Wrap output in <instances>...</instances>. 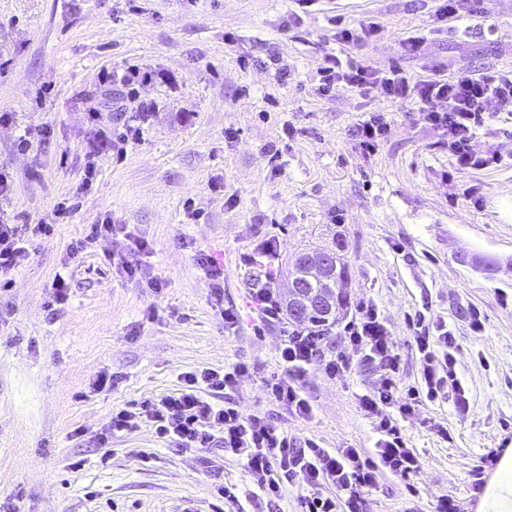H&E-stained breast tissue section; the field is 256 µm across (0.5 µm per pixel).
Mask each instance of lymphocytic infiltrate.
Masks as SVG:
<instances>
[{
	"instance_id": "f902f5d3",
	"label": "lymphocytic infiltrate",
	"mask_w": 512,
	"mask_h": 512,
	"mask_svg": "<svg viewBox=\"0 0 512 512\" xmlns=\"http://www.w3.org/2000/svg\"><path fill=\"white\" fill-rule=\"evenodd\" d=\"M319 73L318 92L324 96L338 85L364 97L378 87L392 101L415 104L426 123L447 135L448 152L460 167L484 169L499 161L497 155L476 152L472 141L490 104L512 108V70L452 79L411 78L396 67H373L366 58L345 62L329 54ZM20 231L13 216L0 207V278L12 274L25 250ZM411 330L423 360L420 391L399 386L400 354L372 306H360L345 327L351 349L359 352L362 363L378 371L376 387L359 397L360 411L372 420L379 435L372 451L329 450L311 440L297 448L277 422L218 402V395L249 375L248 365L241 361L224 371L206 368L180 373V386L172 393L113 411L97 442L107 444L112 435L146 423L179 451L215 446L231 451L244 461L254 484L269 499H282L291 487L305 488V495L298 498L299 512H366L365 495L375 488L379 473L407 480L418 472L420 459L407 444L403 424L422 400L438 399L448 384L439 373L441 361L454 359L455 338L447 325L429 326L419 318ZM324 339V330L316 328L285 332L279 348L282 374L267 381L265 391L292 417L305 419L313 411L298 381L314 362H322L333 378L352 369L350 357L324 359Z\"/></svg>"
}]
</instances>
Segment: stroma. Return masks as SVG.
<instances>
[{
	"mask_svg": "<svg viewBox=\"0 0 512 512\" xmlns=\"http://www.w3.org/2000/svg\"><path fill=\"white\" fill-rule=\"evenodd\" d=\"M436 8L317 0L298 15L293 0H0V113L13 115L0 124L7 209L17 223L49 228L28 241L0 290V512H295V494L260 496L231 452L176 451L146 424L104 448L88 439L113 409L176 389L179 373L238 361L250 374L224 401L273 412L264 385L281 372L284 330L258 323L248 292L266 279L241 257L278 242L282 296L290 257L336 238L351 270L347 313L377 309L398 346L401 384L421 382L408 320L422 313L453 331L469 404L459 411L451 391L419 406L406 437L420 469L408 480L381 476L368 512H434L444 498L456 512H478L512 452V112L491 107L473 141L499 164L461 170L415 105L378 89L367 101L344 86L317 92L331 52L415 78L512 69V0H482L459 22H437ZM368 20L384 29L376 42H337V24ZM415 33L421 54L403 52ZM137 70L153 81L135 80ZM142 99L154 106L146 117ZM371 110L392 120L367 154L352 131ZM106 216L147 242L144 278L114 263L126 252L121 239L71 254ZM207 255L224 268L220 305L200 263ZM464 255L502 268L486 277ZM59 275L70 295L52 315ZM223 306L240 310L236 328L225 327ZM102 374L117 385L93 390ZM376 378L361 363L337 379L312 366L300 386L313 416L285 423L295 446L374 448L357 396ZM220 485L235 500L218 497Z\"/></svg>",
	"mask_w": 512,
	"mask_h": 512,
	"instance_id": "obj_1",
	"label": "stroma"
}]
</instances>
